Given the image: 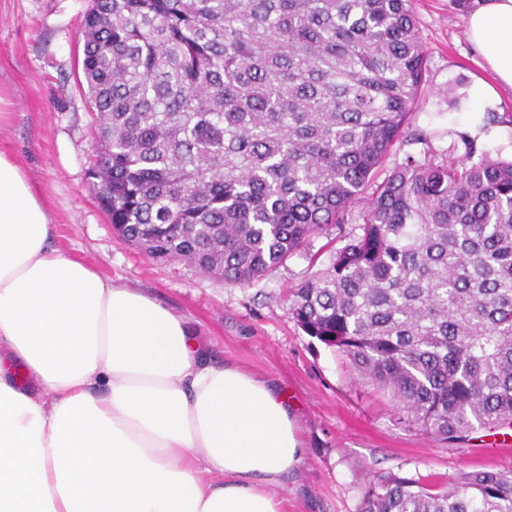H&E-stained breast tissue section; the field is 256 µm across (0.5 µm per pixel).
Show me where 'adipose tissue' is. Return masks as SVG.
<instances>
[{
  "label": "adipose tissue",
  "instance_id": "adipose-tissue-1",
  "mask_svg": "<svg viewBox=\"0 0 512 512\" xmlns=\"http://www.w3.org/2000/svg\"><path fill=\"white\" fill-rule=\"evenodd\" d=\"M466 36L491 77L461 106L495 110L512 90V0H472ZM54 236L0 148V512H287L301 448L286 397Z\"/></svg>",
  "mask_w": 512,
  "mask_h": 512
}]
</instances>
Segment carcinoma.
<instances>
[{
	"label": "carcinoma",
	"instance_id": "carcinoma-1",
	"mask_svg": "<svg viewBox=\"0 0 512 512\" xmlns=\"http://www.w3.org/2000/svg\"><path fill=\"white\" fill-rule=\"evenodd\" d=\"M82 37L87 177L122 240L250 284L334 225L296 324L409 427L512 426V158L459 132L460 158L377 181L427 70L412 0H92ZM361 512H512V471L380 474Z\"/></svg>",
	"mask_w": 512,
	"mask_h": 512
}]
</instances>
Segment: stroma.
Returning <instances> with one entry per match:
<instances>
[{
	"label": "stroma",
	"mask_w": 512,
	"mask_h": 512,
	"mask_svg": "<svg viewBox=\"0 0 512 512\" xmlns=\"http://www.w3.org/2000/svg\"><path fill=\"white\" fill-rule=\"evenodd\" d=\"M90 0H0V95L14 112L0 128L46 202L59 249L104 279L140 290L184 315L213 356L267 379L288 396L303 462L288 477V512H360L373 474L393 472L439 485L475 470H512V449L494 448L478 429L444 442L401 424L390 395L359 378L348 361L307 335L288 315L287 295L326 262L336 228L312 237L253 284H227L180 260L158 262L122 241L91 191L86 169L95 114L80 87L83 18ZM470 0H414L428 58L411 128L428 143L417 159L442 158L473 116L462 89L481 72L465 34Z\"/></svg>",
	"instance_id": "stroma-1"
}]
</instances>
